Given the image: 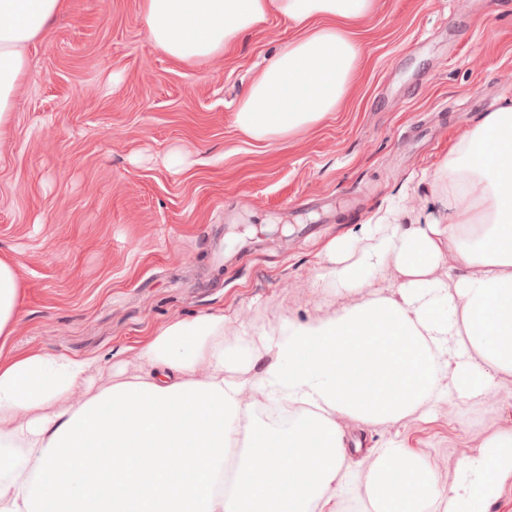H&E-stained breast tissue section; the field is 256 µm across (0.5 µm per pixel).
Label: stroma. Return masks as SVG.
I'll return each instance as SVG.
<instances>
[{
	"label": "stroma",
	"instance_id": "35a3bbf8",
	"mask_svg": "<svg viewBox=\"0 0 512 512\" xmlns=\"http://www.w3.org/2000/svg\"><path fill=\"white\" fill-rule=\"evenodd\" d=\"M494 2L376 0L353 28L362 55L340 111L261 147L234 111L287 21L188 64L153 45L139 0H67L0 141V254L24 288L15 350L134 371L127 346L175 318L220 311L257 328L359 303L365 291L314 283L324 246L388 210L416 223L449 146L486 103L512 102V0ZM509 419L512 376L490 405L351 432L365 455L400 441L444 483L458 449Z\"/></svg>",
	"mask_w": 512,
	"mask_h": 512
}]
</instances>
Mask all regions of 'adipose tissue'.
<instances>
[{
    "mask_svg": "<svg viewBox=\"0 0 512 512\" xmlns=\"http://www.w3.org/2000/svg\"><path fill=\"white\" fill-rule=\"evenodd\" d=\"M64 0H0V140L29 49ZM375 0H140L154 46L203 62L276 14L294 37L252 78L234 124L269 144L343 104L360 60L350 28ZM446 222L384 218L332 240L318 282L360 303L226 339L223 313L178 318L99 385L96 357L14 351L23 289L0 256V512H479L512 476V424L462 454L447 486L397 441L353 467L349 424L482 405L512 376V104L481 117L438 170ZM465 276L448 281L455 265ZM393 295L371 290L388 268Z\"/></svg>",
    "mask_w": 512,
    "mask_h": 512,
    "instance_id": "ef3b65f1",
    "label": "adipose tissue"
}]
</instances>
